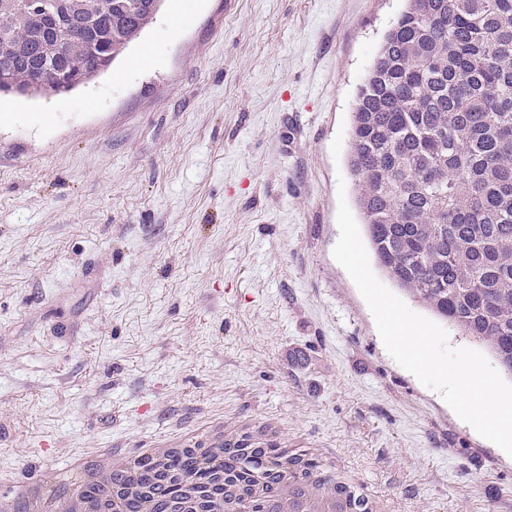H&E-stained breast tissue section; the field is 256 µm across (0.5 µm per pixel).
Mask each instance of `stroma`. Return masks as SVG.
I'll use <instances>...</instances> for the list:
<instances>
[{
  "instance_id": "obj_1",
  "label": "stroma",
  "mask_w": 512,
  "mask_h": 512,
  "mask_svg": "<svg viewBox=\"0 0 512 512\" xmlns=\"http://www.w3.org/2000/svg\"><path fill=\"white\" fill-rule=\"evenodd\" d=\"M404 5L165 0L84 86L0 96V493L220 424L386 512H512V457L391 358L333 257Z\"/></svg>"
}]
</instances>
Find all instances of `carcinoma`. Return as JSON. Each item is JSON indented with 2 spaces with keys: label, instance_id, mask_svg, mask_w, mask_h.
Returning <instances> with one entry per match:
<instances>
[{
  "label": "carcinoma",
  "instance_id": "cac0c4a2",
  "mask_svg": "<svg viewBox=\"0 0 512 512\" xmlns=\"http://www.w3.org/2000/svg\"><path fill=\"white\" fill-rule=\"evenodd\" d=\"M358 88L348 164L378 265L512 375V0H407ZM163 0H0V94L107 71Z\"/></svg>",
  "mask_w": 512,
  "mask_h": 512
}]
</instances>
